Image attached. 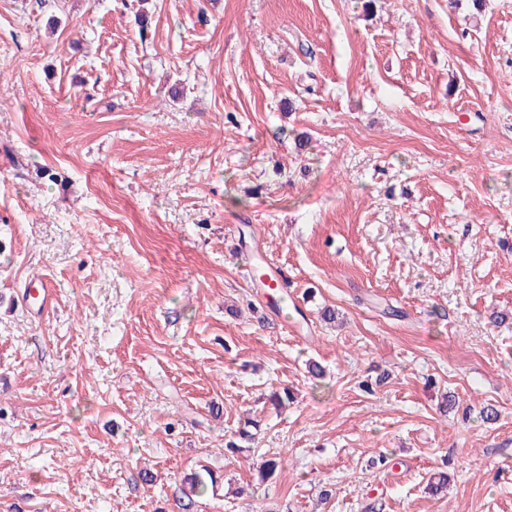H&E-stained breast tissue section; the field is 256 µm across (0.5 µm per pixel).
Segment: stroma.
<instances>
[{"label": "stroma", "mask_w": 512, "mask_h": 512, "mask_svg": "<svg viewBox=\"0 0 512 512\" xmlns=\"http://www.w3.org/2000/svg\"><path fill=\"white\" fill-rule=\"evenodd\" d=\"M363 2L0 0V512H512V0Z\"/></svg>", "instance_id": "35a3bbf8"}]
</instances>
